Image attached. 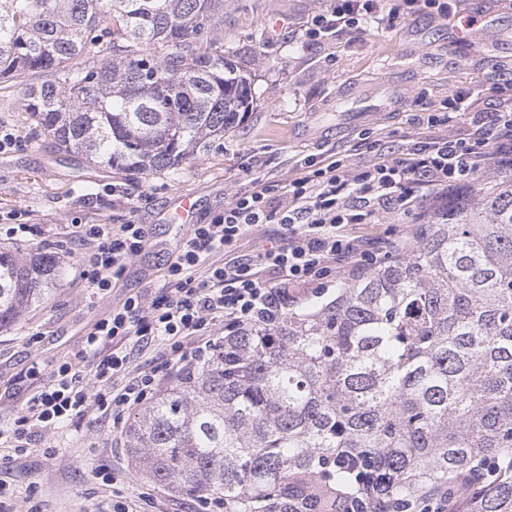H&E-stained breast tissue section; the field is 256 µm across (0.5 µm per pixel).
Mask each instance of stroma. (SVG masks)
I'll return each mask as SVG.
<instances>
[{"mask_svg":"<svg viewBox=\"0 0 512 512\" xmlns=\"http://www.w3.org/2000/svg\"><path fill=\"white\" fill-rule=\"evenodd\" d=\"M399 2L382 0L380 21L312 39L313 18L332 0H224L223 25L198 39L221 38L225 52L244 62L253 106L223 147L174 173L131 177L56 152L28 126L22 86L0 84V126L17 137L0 151V243L60 259L48 298L0 330V428L26 404L31 361L58 366L112 306L162 287L168 257L192 230L168 221L181 195L195 196L196 222L204 224L256 182L293 177L306 157L369 165L418 141L467 136L474 114L512 104V0H444L447 18L419 11L389 21ZM464 26L471 39L454 46V31ZM458 91L471 96L467 114L442 111ZM395 94L404 104L392 110ZM430 113L437 123L425 124ZM130 219L144 224L147 243L107 294H93L82 276L81 256L92 246L82 227ZM421 222L384 209L375 223L342 232L381 257L411 241ZM126 447L124 429L96 412L36 429L27 451L0 445V483L10 489L0 512H113L118 501L146 512H205L197 498L147 478Z\"/></svg>","mask_w":512,"mask_h":512,"instance_id":"obj_1","label":"stroma"}]
</instances>
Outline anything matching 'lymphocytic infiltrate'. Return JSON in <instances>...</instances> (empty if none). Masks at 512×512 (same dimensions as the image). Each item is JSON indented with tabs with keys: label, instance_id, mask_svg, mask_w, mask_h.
<instances>
[{
	"label": "lymphocytic infiltrate",
	"instance_id": "f902f5d3",
	"mask_svg": "<svg viewBox=\"0 0 512 512\" xmlns=\"http://www.w3.org/2000/svg\"><path fill=\"white\" fill-rule=\"evenodd\" d=\"M378 10V0H336L329 13L315 17L309 35L316 39L339 24L358 25ZM511 162L512 108L505 107L480 116L467 138L431 141L359 169L343 159L320 166L307 159L285 186L260 184L234 196L209 223L195 225L169 258L158 292L136 294L113 307L51 373L39 362L30 363L25 375L40 386L8 428L9 438L26 447L35 428L84 416L92 405L112 425L122 424L127 413L154 397L163 378L190 373L203 363L221 330L276 323L286 312L289 287L323 288L353 261L372 263L361 241L341 235L342 225L368 223L387 206L410 214L420 199L470 183L476 169ZM356 199L364 200L363 209H354ZM274 222L288 230L283 244L246 258L235 255L249 228ZM83 235L94 243L82 255L83 275L98 293L110 290L146 241L143 225L131 221L115 227L88 224ZM217 252L225 255L223 264L197 277V267ZM131 343L157 344L161 352L148 371L126 381Z\"/></svg>",
	"mask_w": 512,
	"mask_h": 512
}]
</instances>
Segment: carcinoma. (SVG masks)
Segmentation results:
<instances>
[{"instance_id":"obj_1","label":"carcinoma","mask_w":512,"mask_h":512,"mask_svg":"<svg viewBox=\"0 0 512 512\" xmlns=\"http://www.w3.org/2000/svg\"><path fill=\"white\" fill-rule=\"evenodd\" d=\"M224 0H0V83L59 152L175 172L224 144L251 74L216 37ZM51 79L33 82L41 74ZM59 258L0 246V329ZM146 476L224 512H512V175L479 170L414 243L275 325L231 332L126 433Z\"/></svg>"}]
</instances>
